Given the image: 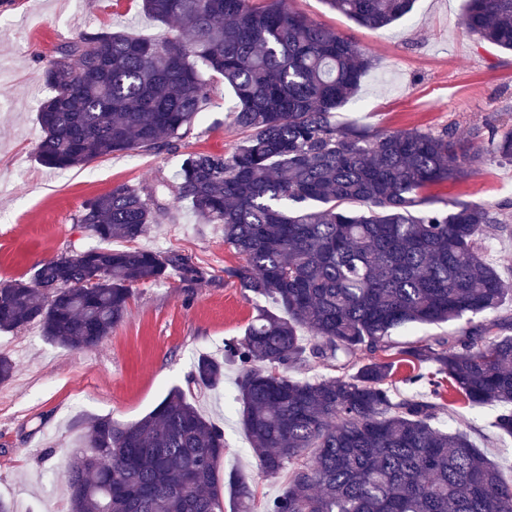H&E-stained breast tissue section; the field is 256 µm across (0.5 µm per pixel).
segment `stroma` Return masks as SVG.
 <instances>
[{
  "label": "stroma",
  "instance_id": "35a3bbf8",
  "mask_svg": "<svg viewBox=\"0 0 512 512\" xmlns=\"http://www.w3.org/2000/svg\"><path fill=\"white\" fill-rule=\"evenodd\" d=\"M290 10L330 27L374 56L376 64L337 112L342 124L370 130L455 128L460 137L496 126L512 128V53L478 42L462 24L465 0H416L403 21L383 29L361 26L324 0H288ZM108 28L139 38L161 35L141 0H0V281L30 277L41 263L95 246L75 216L82 203L121 184L172 175L187 151L231 153L240 140L228 115L237 105L221 86L177 149L110 155L83 169L39 164L37 111L52 90L44 70L57 47L78 34ZM432 206L483 201L512 225V164L488 157L458 181L431 187ZM488 225L489 261L512 256V233ZM138 247L179 254L198 277L178 273L134 285L125 321L99 347L68 350L45 339L38 324L0 333V354L16 364L0 383V498L13 512H69L60 478L80 445L86 422L109 416L132 423L173 387L187 388L199 412L224 431V473L244 476L255 490L254 512L276 495L281 480L262 478L240 423L239 367L224 365L214 390L191 388L197 357L223 356L242 338L260 300L228 271L242 257L225 244L219 224H202L187 206L151 225ZM497 407L454 405L441 426L471 435L504 479H512V438L491 423Z\"/></svg>",
  "mask_w": 512,
  "mask_h": 512
}]
</instances>
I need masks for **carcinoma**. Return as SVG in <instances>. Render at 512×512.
<instances>
[{"instance_id":"carcinoma-1","label":"carcinoma","mask_w":512,"mask_h":512,"mask_svg":"<svg viewBox=\"0 0 512 512\" xmlns=\"http://www.w3.org/2000/svg\"><path fill=\"white\" fill-rule=\"evenodd\" d=\"M326 4L378 29L414 0ZM142 9L174 25L155 39L85 32L58 48L44 72L53 92L38 110L39 162L67 170L171 146L215 83L235 93L230 119L242 139L228 155L183 154L172 180L86 200L76 223L99 246L1 282L0 331L37 323L64 348L101 345L124 321L133 285L196 276L175 255L108 247L141 238L186 202L224 225V242L243 256L228 274L278 307L258 310L243 339L224 345L241 371L237 401L258 472L287 475L264 512H512V482L467 433L435 426L447 404L499 405L493 427L512 437V322L476 321L512 297L483 247L498 218L477 202L417 210L422 192L462 179L486 155L512 163V129L476 146L452 128L337 123L374 58L286 0H142ZM463 22L512 51V0H467ZM461 321L454 335L393 357V331ZM316 360L337 375L288 376ZM223 381L224 361L199 356L191 382ZM423 381L426 398L397 390ZM223 456V430L174 387L134 423L90 421L62 479L71 512H224L226 493L233 512H252L248 482L220 481Z\"/></svg>"}]
</instances>
